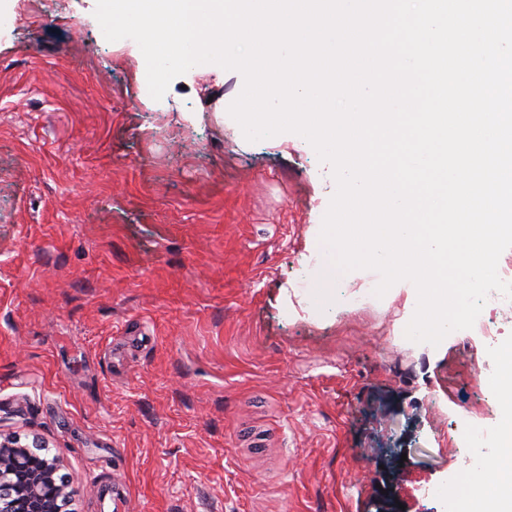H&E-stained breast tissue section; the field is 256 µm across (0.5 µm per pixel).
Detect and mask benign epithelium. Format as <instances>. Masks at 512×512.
Returning a JSON list of instances; mask_svg holds the SVG:
<instances>
[{
	"label": "benign epithelium",
	"instance_id": "obj_1",
	"mask_svg": "<svg viewBox=\"0 0 512 512\" xmlns=\"http://www.w3.org/2000/svg\"><path fill=\"white\" fill-rule=\"evenodd\" d=\"M41 447L37 439L23 443L17 435L0 433V470L13 476L8 484H0V501H7L0 512H43L41 506L46 501L52 503L51 512H63L66 486L56 478L57 461L40 462L37 449Z\"/></svg>",
	"mask_w": 512,
	"mask_h": 512
}]
</instances>
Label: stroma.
<instances>
[{"label": "stroma", "mask_w": 512, "mask_h": 512, "mask_svg": "<svg viewBox=\"0 0 512 512\" xmlns=\"http://www.w3.org/2000/svg\"><path fill=\"white\" fill-rule=\"evenodd\" d=\"M0 32V433L59 458L68 512H450L453 427L499 426L480 337L402 340L356 270L294 287L336 191L291 133L222 116L243 77L147 95L96 0H26Z\"/></svg>", "instance_id": "35a3bbf8"}]
</instances>
